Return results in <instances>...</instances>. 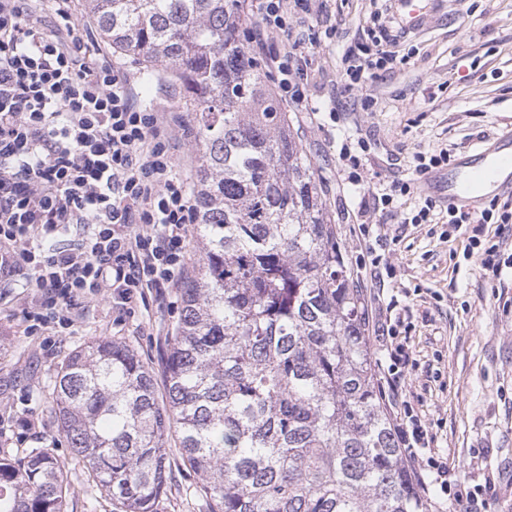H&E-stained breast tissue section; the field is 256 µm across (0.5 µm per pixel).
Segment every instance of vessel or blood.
<instances>
[{"label":"vessel or blood","mask_w":512,"mask_h":512,"mask_svg":"<svg viewBox=\"0 0 512 512\" xmlns=\"http://www.w3.org/2000/svg\"><path fill=\"white\" fill-rule=\"evenodd\" d=\"M508 185L512 186V131L502 135L497 148L475 149L459 161L446 189L451 205L474 213L487 195Z\"/></svg>","instance_id":"obj_1"}]
</instances>
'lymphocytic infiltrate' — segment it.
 <instances>
[{"instance_id": "f902f5d3", "label": "lymphocytic infiltrate", "mask_w": 512, "mask_h": 512, "mask_svg": "<svg viewBox=\"0 0 512 512\" xmlns=\"http://www.w3.org/2000/svg\"><path fill=\"white\" fill-rule=\"evenodd\" d=\"M60 25L40 27L30 0H0V280L28 270L35 294L22 310L28 333L63 334L82 304H111L116 321L137 298L179 287L187 266L194 195L175 150L192 136L180 112L138 104L128 72L110 58L82 54L68 0ZM303 0H254L255 41L281 38L269 62L282 99L300 101V40L288 26ZM378 58L348 54L341 76L354 86L378 78L393 61L394 35ZM87 226L77 246L46 251L47 239ZM398 442L447 489L445 466L425 422L411 406L400 414Z\"/></svg>"}]
</instances>
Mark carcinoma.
<instances>
[{
  "label": "carcinoma",
  "mask_w": 512,
  "mask_h": 512,
  "mask_svg": "<svg viewBox=\"0 0 512 512\" xmlns=\"http://www.w3.org/2000/svg\"><path fill=\"white\" fill-rule=\"evenodd\" d=\"M112 51L156 66L195 113L201 256L181 293L166 398L128 345L60 366L72 455L122 512H153L176 432L211 512H430L375 384L361 290L315 171L244 46L243 0H89ZM45 448L0 457V512H65Z\"/></svg>",
  "instance_id": "cac0c4a2"
}]
</instances>
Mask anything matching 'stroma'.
<instances>
[{
	"label": "stroma",
	"mask_w": 512,
	"mask_h": 512,
	"mask_svg": "<svg viewBox=\"0 0 512 512\" xmlns=\"http://www.w3.org/2000/svg\"><path fill=\"white\" fill-rule=\"evenodd\" d=\"M418 28L402 31L391 70L362 89L339 79L343 56L368 43L371 12L383 0H312L292 28L308 41L305 107L288 106L291 129L316 171L322 199L361 288L366 334L375 361L384 355L379 326L397 316L409 346L398 391L432 437L453 490L470 494L471 512H512V194L492 197L494 220L450 226L437 202L427 221L412 223L428 191L414 179L418 154L450 156L493 144L512 130V0H421ZM136 99L157 112H179L178 88L145 89L141 64L130 55ZM364 140L357 167L341 160L343 146ZM406 183L392 201L377 200V184ZM367 225L360 235L359 225ZM493 250L501 271L471 257L472 242ZM31 293L26 273L0 284V457L46 448L64 463L75 494L67 512H121L118 501L89 494V469L76 464L54 413L55 380L66 356L98 338L132 347L165 392L169 335L180 316V289L147 295L125 325L109 306L82 307L67 335L28 334L22 320ZM170 487L155 512H210L169 439Z\"/></svg>",
	"instance_id": "35a3bbf8"
}]
</instances>
